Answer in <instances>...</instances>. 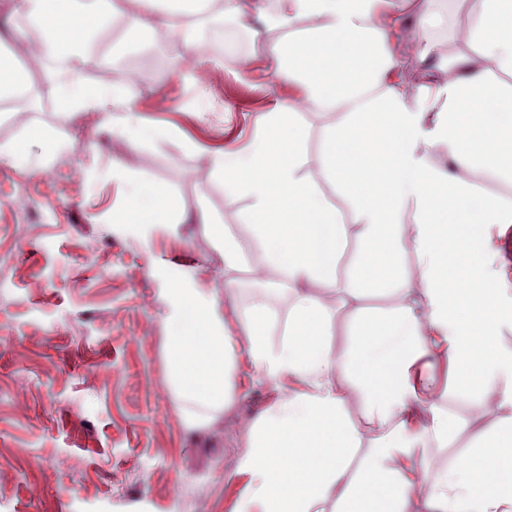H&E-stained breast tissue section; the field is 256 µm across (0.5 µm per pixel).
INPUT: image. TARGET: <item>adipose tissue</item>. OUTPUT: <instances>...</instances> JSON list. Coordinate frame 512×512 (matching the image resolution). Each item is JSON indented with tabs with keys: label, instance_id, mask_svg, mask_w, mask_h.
<instances>
[{
	"label": "adipose tissue",
	"instance_id": "adipose-tissue-1",
	"mask_svg": "<svg viewBox=\"0 0 512 512\" xmlns=\"http://www.w3.org/2000/svg\"><path fill=\"white\" fill-rule=\"evenodd\" d=\"M277 2L252 14L223 0L224 15L252 36L287 31L269 49V73L300 96L274 100L244 149L196 150L225 196L248 204L234 225L199 218L224 253L223 291L165 295L166 386L179 418L195 430L223 417L243 353L275 395L239 418L247 450L234 512H512V345L500 334L512 326V286L490 251L492 227L512 224V196L482 194L462 177L474 171L512 189V87L492 77L512 76V0H457L472 52L448 58L446 80L417 89L391 80L392 31L378 19L393 0ZM138 3L129 13L125 0H19L41 58L56 65L48 78L60 107L99 113L115 137L159 141L168 130L131 108L128 84L103 90L83 76L87 32L121 14L129 32L178 37L184 54L206 63L193 22L202 0ZM301 19L308 26L294 33ZM26 39L21 31L0 44V99L28 83ZM117 103L125 112H113ZM302 103L333 117L320 167L347 198L352 224L305 172ZM434 148L446 166L434 163ZM117 219L176 224L179 203L133 180ZM351 243L358 254L348 260ZM238 269L264 279L231 323L220 295L237 288ZM282 287L290 304L275 341L270 298ZM452 393L467 415L449 411ZM463 434L465 448L435 464L433 449Z\"/></svg>",
	"mask_w": 512,
	"mask_h": 512
}]
</instances>
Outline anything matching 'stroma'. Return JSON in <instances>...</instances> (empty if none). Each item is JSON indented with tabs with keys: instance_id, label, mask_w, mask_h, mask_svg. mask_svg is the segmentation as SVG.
I'll use <instances>...</instances> for the list:
<instances>
[{
	"instance_id": "stroma-1",
	"label": "stroma",
	"mask_w": 512,
	"mask_h": 512,
	"mask_svg": "<svg viewBox=\"0 0 512 512\" xmlns=\"http://www.w3.org/2000/svg\"><path fill=\"white\" fill-rule=\"evenodd\" d=\"M453 32H432L437 51L423 68L398 67L396 81L412 89L442 80L440 56L469 50ZM284 35H243L236 56H265ZM181 55L178 41L146 37L133 59L141 91L170 96L167 111L144 115L170 131L155 143L101 133L97 113H66L53 97L0 100V144L45 130L61 145L36 171L0 161V512L33 503L38 512H233L246 442L238 418L262 410L273 389L240 357L223 425L187 432L165 388L164 290H223L224 259L193 218L205 208L233 224L247 205L225 197L187 141L236 150L282 91L273 84L249 106L217 99L198 119L197 80L173 67ZM236 56L210 52V71L232 87ZM301 119L305 170L351 222L318 164L326 120L312 110ZM92 166L163 185L184 223L113 222L128 186L82 177Z\"/></svg>"
}]
</instances>
